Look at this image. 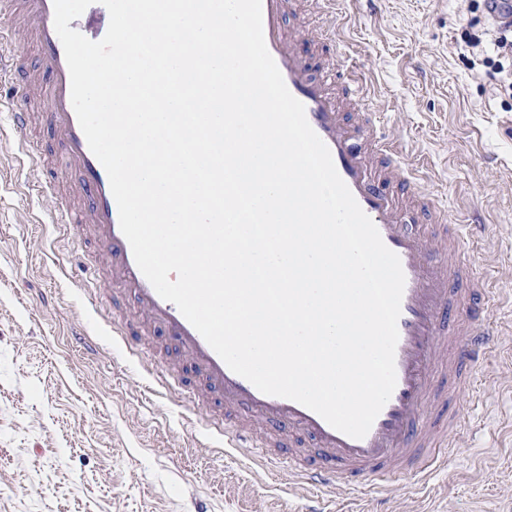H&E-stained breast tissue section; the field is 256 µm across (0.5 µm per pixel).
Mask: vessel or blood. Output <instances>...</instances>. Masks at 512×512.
<instances>
[{"label": "vessel or blood", "mask_w": 512, "mask_h": 512, "mask_svg": "<svg viewBox=\"0 0 512 512\" xmlns=\"http://www.w3.org/2000/svg\"><path fill=\"white\" fill-rule=\"evenodd\" d=\"M261 5L265 42L289 92L304 105L339 176L386 247L398 255L405 275L396 387L364 438L345 435L295 401L261 393L231 371L141 273L120 229L107 172L91 152L72 107L53 0H0V13L13 18L12 25L0 27V43L18 42L22 29L34 36L49 106L35 113L0 99V112L9 111L14 129L22 133L15 153L20 169H41L45 158L24 131L36 121L51 131L61 149L62 168L32 189L50 201L68 235L92 238L96 251L90 259V296H100L114 282L130 290L137 313L169 336L202 385V393L188 392L189 404L202 395L215 397L219 411L206 414L205 423L223 435L227 447L260 449L259 460L271 472L287 463L295 484L309 490L366 486L380 493L391 481L422 478L443 466L454 452V435L465 424L455 392L480 394L477 366L496 354L488 314L494 291L490 278L477 272L467 246L486 237L488 227L449 223L433 192L414 176L402 146L384 135L376 113L362 111L363 85L356 67L333 63L336 87L331 90L316 76L312 58L296 51L298 41L335 43V27L317 33L300 27L290 31L284 20L292 0H261ZM96 319L105 335L119 337L130 354H137L125 320L103 311ZM298 435L317 448L314 459L294 454L292 440ZM273 440L282 455L268 454Z\"/></svg>", "instance_id": "1"}]
</instances>
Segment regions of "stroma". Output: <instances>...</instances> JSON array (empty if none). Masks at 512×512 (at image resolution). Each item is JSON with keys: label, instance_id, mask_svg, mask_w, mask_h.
Here are the masks:
<instances>
[{"label": "stroma", "instance_id": "1", "mask_svg": "<svg viewBox=\"0 0 512 512\" xmlns=\"http://www.w3.org/2000/svg\"><path fill=\"white\" fill-rule=\"evenodd\" d=\"M338 58L365 75L368 102L454 223L489 226L476 263L492 278L498 342L512 347V92L471 67L465 0H343ZM18 133L0 112V512H305L309 491L268 476L210 436L179 393L154 392L141 361L178 371L168 337L132 360L93 345L69 257L91 241L29 221ZM458 448L430 476L356 502L357 512H512V367L479 365Z\"/></svg>", "mask_w": 512, "mask_h": 512}]
</instances>
